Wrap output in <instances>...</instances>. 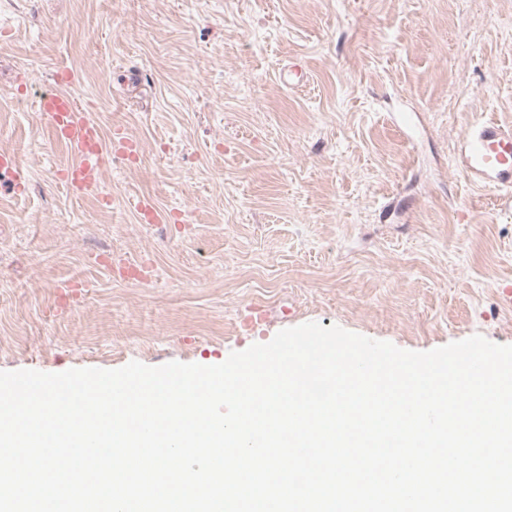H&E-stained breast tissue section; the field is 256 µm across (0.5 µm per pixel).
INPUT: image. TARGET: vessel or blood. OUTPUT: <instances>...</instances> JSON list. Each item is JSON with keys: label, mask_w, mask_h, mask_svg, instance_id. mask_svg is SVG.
Returning a JSON list of instances; mask_svg holds the SVG:
<instances>
[{"label": "vessel or blood", "mask_w": 512, "mask_h": 512, "mask_svg": "<svg viewBox=\"0 0 512 512\" xmlns=\"http://www.w3.org/2000/svg\"><path fill=\"white\" fill-rule=\"evenodd\" d=\"M55 141L76 146L78 164L67 172L68 189L77 192L93 185L102 162L111 153L133 154L137 143L124 130L103 138L97 126L81 116L80 100L71 94L46 92L40 99ZM453 165L470 183L481 188L512 189V123L493 119L475 121L458 142Z\"/></svg>", "instance_id": "vessel-or-blood-1"}]
</instances>
